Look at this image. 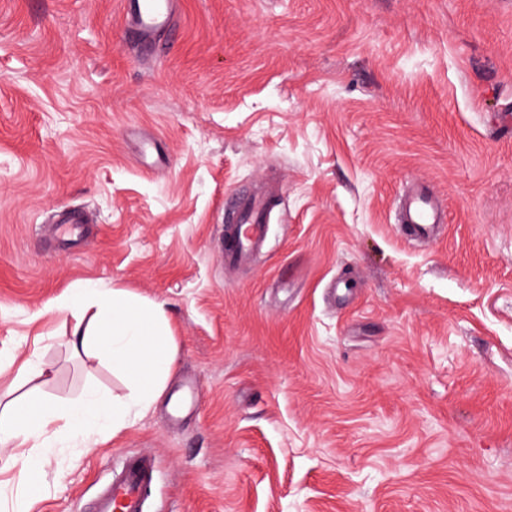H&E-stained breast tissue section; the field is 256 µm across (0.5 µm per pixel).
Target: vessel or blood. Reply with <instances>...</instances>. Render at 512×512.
Listing matches in <instances>:
<instances>
[{
    "label": "vessel or blood",
    "instance_id": "b4317fda",
    "mask_svg": "<svg viewBox=\"0 0 512 512\" xmlns=\"http://www.w3.org/2000/svg\"><path fill=\"white\" fill-rule=\"evenodd\" d=\"M122 5L129 18L126 38L130 46L140 53H161L162 37L175 23L177 0H123ZM269 216L268 200L261 196H241L225 205L221 257L226 266L247 262L264 246ZM399 222L409 240H427L445 224L446 214L434 192L421 184L405 201ZM153 472L148 458L127 457L120 472L97 496L93 512H142L143 494Z\"/></svg>",
    "mask_w": 512,
    "mask_h": 512
}]
</instances>
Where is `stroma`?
Returning a JSON list of instances; mask_svg holds the SVG:
<instances>
[{
    "label": "stroma",
    "mask_w": 512,
    "mask_h": 512,
    "mask_svg": "<svg viewBox=\"0 0 512 512\" xmlns=\"http://www.w3.org/2000/svg\"><path fill=\"white\" fill-rule=\"evenodd\" d=\"M166 42L135 53L121 0H0V397L129 395L49 309L80 283L175 342L116 435L35 473L0 446V512H89L131 454L144 512H512V0H179ZM410 180L448 217L422 248ZM270 182L225 272L224 198Z\"/></svg>",
    "instance_id": "35a3bbf8"
}]
</instances>
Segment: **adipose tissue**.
I'll use <instances>...</instances> for the list:
<instances>
[{
  "instance_id": "adipose-tissue-1",
  "label": "adipose tissue",
  "mask_w": 512,
  "mask_h": 512,
  "mask_svg": "<svg viewBox=\"0 0 512 512\" xmlns=\"http://www.w3.org/2000/svg\"><path fill=\"white\" fill-rule=\"evenodd\" d=\"M51 310L79 308L83 317L71 331L76 351H103L120 368L131 388L129 400L108 391H90L76 401L57 404L23 394L0 406V444L28 441L46 433H65L90 441L115 433L130 409H148L160 395L174 360L161 304L119 290L78 285L51 303Z\"/></svg>"
}]
</instances>
